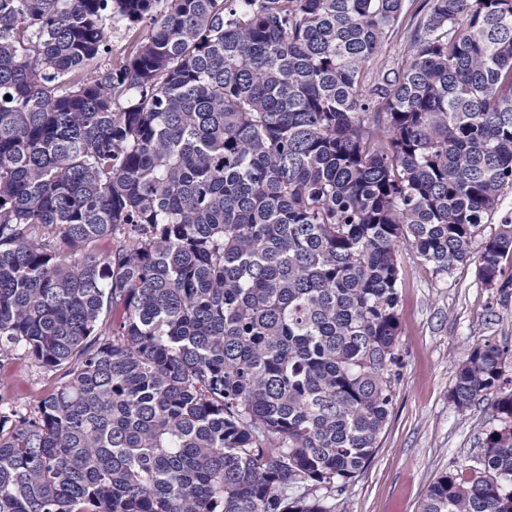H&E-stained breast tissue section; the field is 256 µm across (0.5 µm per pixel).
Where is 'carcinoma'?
<instances>
[{"mask_svg":"<svg viewBox=\"0 0 512 512\" xmlns=\"http://www.w3.org/2000/svg\"><path fill=\"white\" fill-rule=\"evenodd\" d=\"M507 189L512 0H0V361L60 377L0 408V512H342L399 248L509 296ZM510 358L461 364L499 427L420 512H512Z\"/></svg>","mask_w":512,"mask_h":512,"instance_id":"obj_1","label":"carcinoma"}]
</instances>
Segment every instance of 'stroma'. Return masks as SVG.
Instances as JSON below:
<instances>
[{
    "mask_svg": "<svg viewBox=\"0 0 512 512\" xmlns=\"http://www.w3.org/2000/svg\"><path fill=\"white\" fill-rule=\"evenodd\" d=\"M400 375L387 425L365 470L338 497L346 512H419L446 472L474 465L497 426L486 403L460 410L449 398L469 348L490 341L512 350V297L500 300L477 261L437 274L409 249L399 257ZM14 405L30 407L56 386L21 357L0 362Z\"/></svg>",
    "mask_w": 512,
    "mask_h": 512,
    "instance_id": "obj_1",
    "label": "stroma"
}]
</instances>
